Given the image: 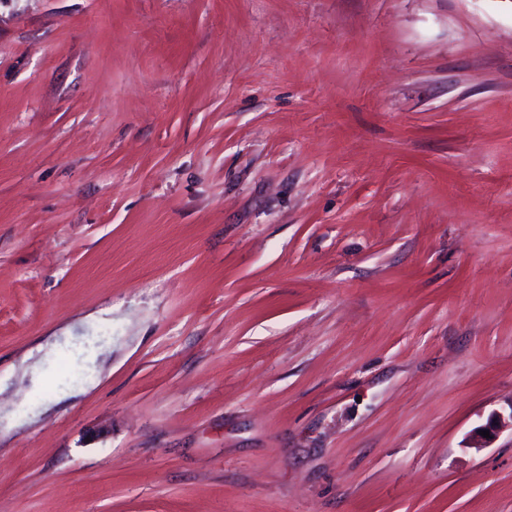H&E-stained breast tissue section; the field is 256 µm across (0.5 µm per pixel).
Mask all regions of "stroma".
<instances>
[{"mask_svg":"<svg viewBox=\"0 0 512 512\" xmlns=\"http://www.w3.org/2000/svg\"><path fill=\"white\" fill-rule=\"evenodd\" d=\"M0 382V512H512V0H0Z\"/></svg>","mask_w":512,"mask_h":512,"instance_id":"obj_1","label":"stroma"}]
</instances>
